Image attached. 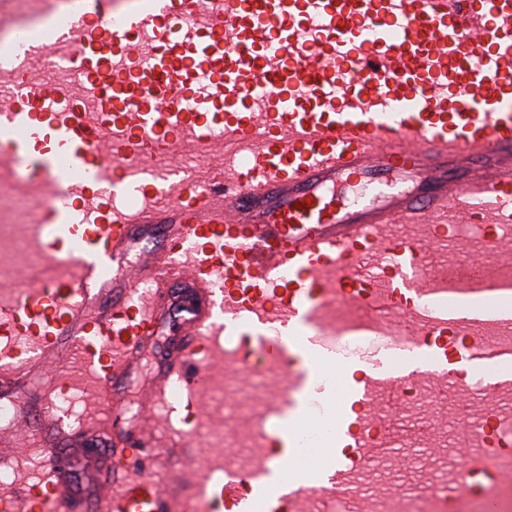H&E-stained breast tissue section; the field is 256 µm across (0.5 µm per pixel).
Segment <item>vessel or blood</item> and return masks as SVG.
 Wrapping results in <instances>:
<instances>
[{"label":"vessel or blood","instance_id":"1","mask_svg":"<svg viewBox=\"0 0 512 512\" xmlns=\"http://www.w3.org/2000/svg\"><path fill=\"white\" fill-rule=\"evenodd\" d=\"M211 157L204 172L174 148ZM357 187L337 203L336 187ZM44 225L42 268L0 301V379L70 350L103 414L120 417L135 362L176 290L181 334L157 364L154 410L204 392L216 328L284 373L290 410L254 470L212 491L220 512H395L355 505L363 463L428 447L382 387L416 382L454 402L464 466L426 483L427 512H512V0H0V223L11 198ZM495 255V275L422 281L429 247ZM147 264L128 257L144 237ZM361 310L323 335L328 301ZM363 341L348 355L343 338ZM353 367L328 393L307 365ZM65 374L43 378L23 440L37 480L0 491V512H77L60 427ZM325 396L332 454L275 476L278 447ZM188 433L132 427L111 448L97 512H183L149 475Z\"/></svg>","mask_w":512,"mask_h":512}]
</instances>
